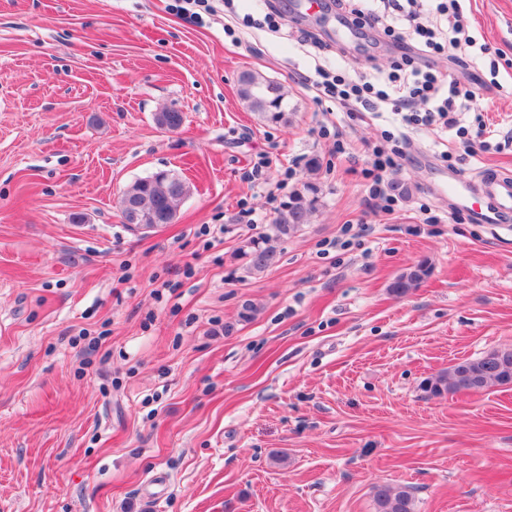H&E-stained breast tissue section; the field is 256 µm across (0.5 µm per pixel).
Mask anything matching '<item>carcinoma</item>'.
Returning <instances> with one entry per match:
<instances>
[{
	"instance_id": "cac0c4a2",
	"label": "carcinoma",
	"mask_w": 512,
	"mask_h": 512,
	"mask_svg": "<svg viewBox=\"0 0 512 512\" xmlns=\"http://www.w3.org/2000/svg\"><path fill=\"white\" fill-rule=\"evenodd\" d=\"M239 96L248 108L265 119L288 121L283 108L284 94L279 83L244 72L239 77ZM190 188L179 175L167 171L155 173L133 182L122 199H134L140 205L141 224H156L159 218L170 224L176 217L178 204ZM318 188L313 184L288 197L270 225L271 234L250 239L243 254L252 272H263L278 261L279 254L268 245L270 237L288 238L308 223L317 202ZM429 266L421 261L398 275L390 284L396 295H406L428 276ZM512 385V347H501L484 355L465 359L425 380V389L434 396L448 392L479 391L491 386ZM374 512H414L412 493L405 487L377 484L372 489Z\"/></svg>"
}]
</instances>
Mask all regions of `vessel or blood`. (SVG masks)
Listing matches in <instances>:
<instances>
[{
  "mask_svg": "<svg viewBox=\"0 0 512 512\" xmlns=\"http://www.w3.org/2000/svg\"><path fill=\"white\" fill-rule=\"evenodd\" d=\"M436 192L461 200L478 223L499 227L512 222L511 173L486 171L475 181L454 173L437 186Z\"/></svg>",
  "mask_w": 512,
  "mask_h": 512,
  "instance_id": "1",
  "label": "vessel or blood"
}]
</instances>
